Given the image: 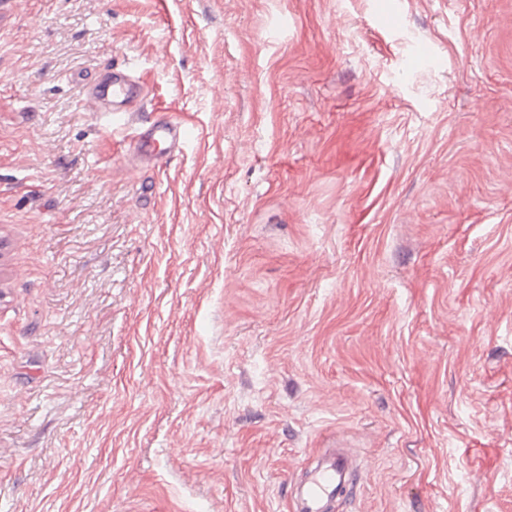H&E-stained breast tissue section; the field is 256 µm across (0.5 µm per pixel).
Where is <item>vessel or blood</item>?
Here are the masks:
<instances>
[{"mask_svg": "<svg viewBox=\"0 0 512 512\" xmlns=\"http://www.w3.org/2000/svg\"><path fill=\"white\" fill-rule=\"evenodd\" d=\"M144 101V88L123 67L105 63L97 78L82 91V104L91 111L134 112ZM186 132L182 124L159 119L140 133L135 142L137 155L146 162L163 165L171 155L182 152ZM354 473L340 453L323 454L307 483L296 493L294 512H328V503L339 488L352 484Z\"/></svg>", "mask_w": 512, "mask_h": 512, "instance_id": "obj_1", "label": "vessel or blood"}]
</instances>
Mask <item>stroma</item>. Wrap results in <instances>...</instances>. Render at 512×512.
<instances>
[{
  "instance_id": "obj_1",
  "label": "stroma",
  "mask_w": 512,
  "mask_h": 512,
  "mask_svg": "<svg viewBox=\"0 0 512 512\" xmlns=\"http://www.w3.org/2000/svg\"><path fill=\"white\" fill-rule=\"evenodd\" d=\"M329 448L334 512H512V0H11L0 512H292ZM144 101V88L121 66L105 63L97 78L83 87L82 104L91 111L136 112ZM185 144L186 132L182 124L159 119L138 135L135 151L146 162L162 166L169 156L181 153Z\"/></svg>"
}]
</instances>
